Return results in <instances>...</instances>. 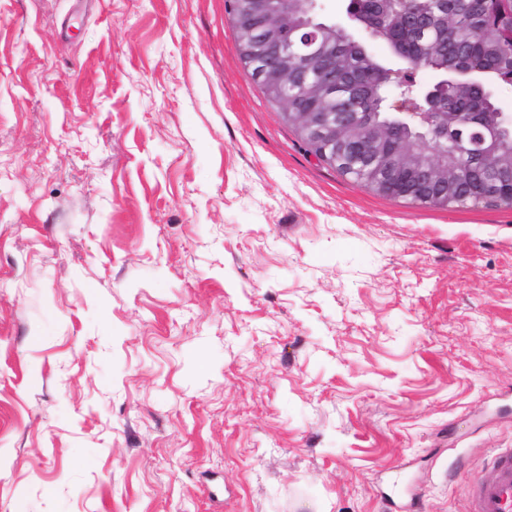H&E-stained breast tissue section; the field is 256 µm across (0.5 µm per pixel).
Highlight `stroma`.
<instances>
[{
    "label": "stroma",
    "mask_w": 512,
    "mask_h": 512,
    "mask_svg": "<svg viewBox=\"0 0 512 512\" xmlns=\"http://www.w3.org/2000/svg\"><path fill=\"white\" fill-rule=\"evenodd\" d=\"M512 207L378 195L226 0H0V512H471Z\"/></svg>",
    "instance_id": "stroma-1"
}]
</instances>
